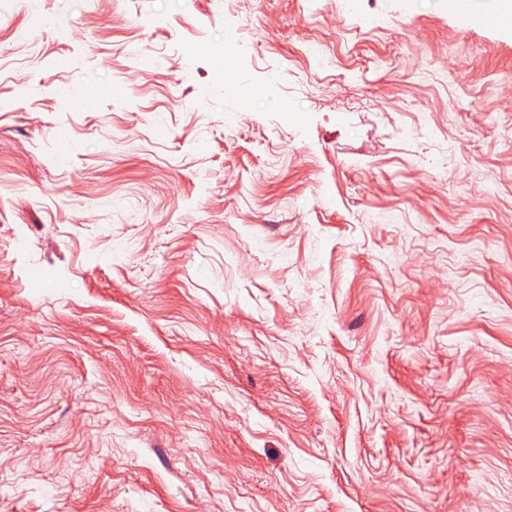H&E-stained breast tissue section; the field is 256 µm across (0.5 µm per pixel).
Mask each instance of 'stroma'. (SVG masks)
<instances>
[{
  "instance_id": "35a3bbf8",
  "label": "stroma",
  "mask_w": 512,
  "mask_h": 512,
  "mask_svg": "<svg viewBox=\"0 0 512 512\" xmlns=\"http://www.w3.org/2000/svg\"><path fill=\"white\" fill-rule=\"evenodd\" d=\"M14 3L0 512H512L490 0Z\"/></svg>"
}]
</instances>
